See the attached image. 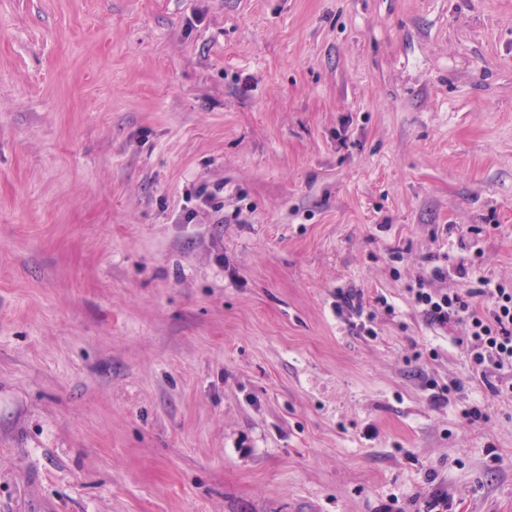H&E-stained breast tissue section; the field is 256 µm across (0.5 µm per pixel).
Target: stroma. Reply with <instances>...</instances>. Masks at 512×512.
Listing matches in <instances>:
<instances>
[{"label":"stroma","instance_id":"35a3bbf8","mask_svg":"<svg viewBox=\"0 0 512 512\" xmlns=\"http://www.w3.org/2000/svg\"><path fill=\"white\" fill-rule=\"evenodd\" d=\"M435 264L512 286V0H0V512H512Z\"/></svg>","mask_w":512,"mask_h":512}]
</instances>
